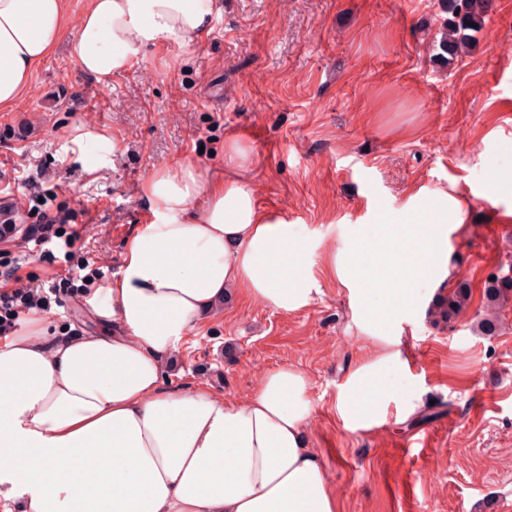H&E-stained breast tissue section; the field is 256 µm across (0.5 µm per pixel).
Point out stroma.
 Here are the masks:
<instances>
[{
  "instance_id": "obj_1",
  "label": "stroma",
  "mask_w": 512,
  "mask_h": 512,
  "mask_svg": "<svg viewBox=\"0 0 512 512\" xmlns=\"http://www.w3.org/2000/svg\"><path fill=\"white\" fill-rule=\"evenodd\" d=\"M223 2L192 52L148 50L108 88L62 47L38 68L20 106L0 112V183L13 191L17 223L37 219L32 179L77 213L80 237L69 258L30 254L17 235L0 251L41 280L84 259L111 278L125 239L151 217L140 189L147 172L188 159L220 174L225 142L241 141L259 205L312 239L320 292L288 313L232 295L167 359L165 386L203 384L242 402L263 370L299 368L314 403L308 446L340 512H502L512 501V301L495 335L476 322L490 276L512 256V223L491 239L481 223L490 208L512 206V188L496 179L512 168V0H488L466 55L450 63L431 47L442 0ZM81 125L107 131L109 166L90 170L64 150L60 129ZM452 181L469 205L448 259L470 285V306L439 326L420 313L403 339L420 412L348 433L336 385L375 347L349 329L327 259L355 225L401 209L408 189ZM45 315L55 331L94 327L75 290Z\"/></svg>"
}]
</instances>
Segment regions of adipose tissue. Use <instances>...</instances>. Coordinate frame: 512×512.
Wrapping results in <instances>:
<instances>
[{
	"label": "adipose tissue",
	"instance_id": "ef3b65f1",
	"mask_svg": "<svg viewBox=\"0 0 512 512\" xmlns=\"http://www.w3.org/2000/svg\"><path fill=\"white\" fill-rule=\"evenodd\" d=\"M220 9V0H86L69 54L106 87L146 50L196 48ZM68 25L66 0H0V112L28 94ZM247 157L232 139L228 176L189 160L153 167L141 187L151 222L127 238L119 273L82 296L96 330L48 336L38 314L0 342V449L16 457L0 463V499L16 512H338L304 442L313 401L303 371H265L242 404L163 384L165 361L230 290L284 313L320 290L311 240L238 177ZM466 206L455 189L418 188L331 254L350 322L375 346L337 386L346 431L420 410L403 325L451 277L449 236Z\"/></svg>",
	"mask_w": 512,
	"mask_h": 512
}]
</instances>
